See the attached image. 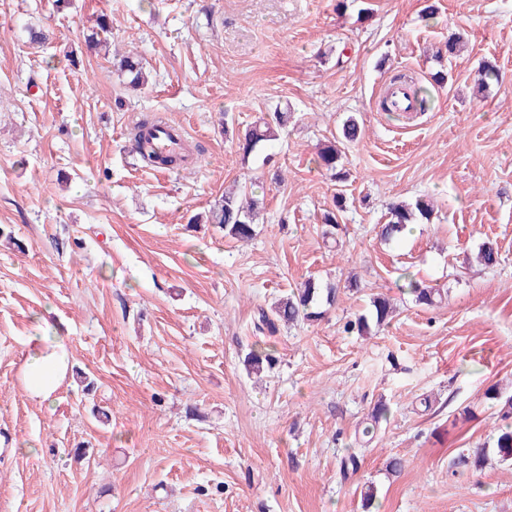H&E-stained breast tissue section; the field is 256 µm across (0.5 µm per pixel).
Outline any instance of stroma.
Listing matches in <instances>:
<instances>
[{"label":"stroma","mask_w":512,"mask_h":512,"mask_svg":"<svg viewBox=\"0 0 512 512\" xmlns=\"http://www.w3.org/2000/svg\"><path fill=\"white\" fill-rule=\"evenodd\" d=\"M102 18L105 51L85 42ZM115 50L153 84L127 87ZM401 74L427 112L379 110ZM277 109L288 127L243 157L239 136ZM153 115L198 147L192 165L132 151ZM350 116L340 187L318 153ZM233 185L264 201L253 239L189 225ZM420 197L431 219L380 242L389 205ZM487 239L502 260L483 270ZM406 272L445 300L415 306ZM311 275L340 286L335 308L257 333ZM376 294L390 323L344 333ZM47 307L74 370L50 403L21 380ZM259 348L275 366L248 374ZM494 384L512 393V0H0V512H363L368 481L373 512H512V466L456 465L493 443ZM380 400L391 418L359 442Z\"/></svg>","instance_id":"obj_1"}]
</instances>
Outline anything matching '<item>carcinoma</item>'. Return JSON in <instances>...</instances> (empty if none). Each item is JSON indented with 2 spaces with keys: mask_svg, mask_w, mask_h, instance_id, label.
Instances as JSON below:
<instances>
[{
  "mask_svg": "<svg viewBox=\"0 0 512 512\" xmlns=\"http://www.w3.org/2000/svg\"><path fill=\"white\" fill-rule=\"evenodd\" d=\"M119 66L127 73L129 84L135 87H143L149 83L147 72L139 61L137 54L129 53L120 58ZM290 115L279 112L275 117V124L263 122L255 125L244 135L240 147L246 154L251 153L257 146L277 139L278 131L287 127ZM156 125L154 119H144L135 130L132 146L136 153L156 166L176 168L181 165L184 155L161 156L149 145L143 130ZM342 151L338 147V141H330L319 153V164L332 172V176L338 182L345 179V172L337 168ZM260 206L259 199H241L235 193L228 192L205 214L204 223L215 224L224 230V235L238 241H248L253 238L254 217ZM345 200L343 195H336V211L324 215L325 237H332L339 229L338 213L343 211ZM432 212L430 204L419 198L413 204L406 202L392 204L389 207V221L381 226L380 239L391 243L403 238L408 225L414 224L417 217L427 218ZM478 262L486 267L493 268L499 264L500 254L495 242L487 240L478 246ZM405 291L412 295L416 304L433 307L441 302L440 290L427 284L406 278ZM338 288L332 283H319L311 278L305 280L303 287L283 296L272 310V313L261 311L254 327L259 332L273 333L277 329V323L294 324L298 322H315L321 320L327 308L336 304ZM394 307L390 299L383 294H376L370 298L369 315H360L354 320L347 321L343 326V332L356 333L364 336L370 333L371 325L381 326L392 318ZM249 370L260 373L266 368L272 367L273 356L263 350L253 351L247 358ZM484 396L486 399L496 402L499 406L498 414L502 421L496 442L492 449L486 447L477 448L458 458V465L478 472L483 470L492 459L500 464H512V394H507L498 386L489 387ZM391 408L384 402L376 403L368 414L362 435L373 437L380 425L390 420Z\"/></svg>",
  "mask_w": 512,
  "mask_h": 512,
  "instance_id": "carcinoma-1",
  "label": "carcinoma"
}]
</instances>
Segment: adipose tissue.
I'll list each match as a JSON object with an SVG mask.
<instances>
[{
	"instance_id": "obj_1",
	"label": "adipose tissue",
	"mask_w": 512,
	"mask_h": 512,
	"mask_svg": "<svg viewBox=\"0 0 512 512\" xmlns=\"http://www.w3.org/2000/svg\"><path fill=\"white\" fill-rule=\"evenodd\" d=\"M70 370L71 355L65 337H52L41 351L24 362V389L32 398L48 400L68 377Z\"/></svg>"
}]
</instances>
